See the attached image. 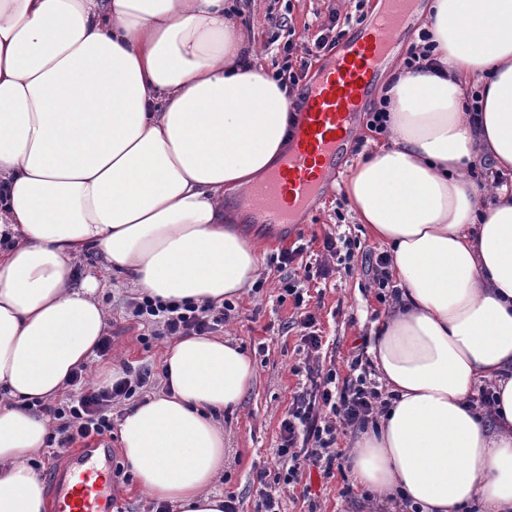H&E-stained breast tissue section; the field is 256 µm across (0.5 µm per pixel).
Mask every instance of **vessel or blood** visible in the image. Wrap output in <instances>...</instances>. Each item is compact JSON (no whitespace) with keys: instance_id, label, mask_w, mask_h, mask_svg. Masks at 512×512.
<instances>
[{"instance_id":"1","label":"vessel or blood","mask_w":512,"mask_h":512,"mask_svg":"<svg viewBox=\"0 0 512 512\" xmlns=\"http://www.w3.org/2000/svg\"><path fill=\"white\" fill-rule=\"evenodd\" d=\"M382 10L360 24L354 37L342 40L322 60L305 86V100L292 135L291 147L279 167L257 185L265 224L294 223L307 210L336 167L351 137L394 36L410 17L412 0H383ZM108 440H89L67 484L53 493V512H118L112 482L93 456Z\"/></svg>"}]
</instances>
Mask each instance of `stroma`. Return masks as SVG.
Masks as SVG:
<instances>
[{
    "mask_svg": "<svg viewBox=\"0 0 512 512\" xmlns=\"http://www.w3.org/2000/svg\"><path fill=\"white\" fill-rule=\"evenodd\" d=\"M237 21L243 22L247 34L257 45H264L269 37L268 14L285 16L296 37L313 42L321 22L330 11H337L343 19L344 34H354L355 25L349 20L355 10L370 13V5L356 7L353 0H229ZM357 132L347 151L348 161L338 177L330 179L322 194L302 215L295 228H272L267 225L251 227L243 223V231L254 230L262 239L259 259L262 267V288H247L233 304L235 309L225 322L220 334L240 345L253 360L256 381L235 412L225 413L224 472L215 483L216 491L235 493L242 512H251L259 470H276V450L281 443L280 421L305 375L295 373L299 363L301 343L300 316L302 310L293 298H282V283L289 276L271 264L270 259L290 248L298 240L311 244V254L323 250V238L329 233H343L357 242L353 250L352 274L335 273L327 278L305 280L298 278L308 305L314 311L327 343L320 355L322 366H335L339 377H347L348 365L357 355L363 336L369 335L376 315L387 307L377 299L378 290L372 280L370 259L386 252V245L374 238L364 225L358 224L345 196V184L351 170L383 143L384 138L368 129L365 120H358ZM134 287L123 277L104 274L98 297L107 317L113 322L112 351L106 358L91 357L87 372L95 374L103 367L121 375L124 367L148 371L156 389H163V359L165 341L143 346L137 337L142 325L127 319L123 302L133 295ZM349 475L334 473L327 477L312 473L310 498L298 491L282 489L283 512H360L359 490L351 489Z\"/></svg>",
    "mask_w": 512,
    "mask_h": 512,
    "instance_id": "1",
    "label": "stroma"
}]
</instances>
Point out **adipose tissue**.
<instances>
[{"instance_id": "adipose-tissue-1", "label": "adipose tissue", "mask_w": 512, "mask_h": 512, "mask_svg": "<svg viewBox=\"0 0 512 512\" xmlns=\"http://www.w3.org/2000/svg\"><path fill=\"white\" fill-rule=\"evenodd\" d=\"M226 0H0V512H47L30 462L106 327L99 253L146 295L224 301L261 274L224 198L288 149L290 102ZM443 74L388 63L384 144L350 174L358 223L390 248L396 288L367 353L391 396L351 441L368 512H512V0H420ZM480 101L470 104V88ZM169 392L124 414L138 483L181 512H224L215 416L252 389L235 343L174 340ZM494 384L492 416L471 402Z\"/></svg>"}]
</instances>
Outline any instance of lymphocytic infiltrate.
I'll use <instances>...</instances> for the list:
<instances>
[{"instance_id":"1","label":"lymphocytic infiltrate","mask_w":512,"mask_h":512,"mask_svg":"<svg viewBox=\"0 0 512 512\" xmlns=\"http://www.w3.org/2000/svg\"><path fill=\"white\" fill-rule=\"evenodd\" d=\"M337 14H329L322 23L320 34L313 46H302L294 40H286L278 52L282 63L273 77L291 92L292 107L301 110L304 95L299 88L313 58L318 53L332 50L340 35ZM300 54L299 63H292L293 54ZM133 318L147 325L146 333L138 340L143 345L164 338L210 335L223 328L231 311V304L217 307L204 302L162 301L150 296L134 297L127 304ZM304 334L302 352L308 386L297 392L280 424L281 444L278 448L281 467L275 475L258 471L253 497L252 512H281V501L273 488L282 484L298 485L307 466H315L323 474L342 468L346 459L337 450L338 429L356 432L372 422L382 404L383 393L371 378L369 363L353 358L351 376L338 379L335 369L313 366L312 360L322 347V338L316 330L314 314H306L301 322ZM70 386L77 393L48 410L56 422L53 434L48 438L51 448L62 450L88 439L111 435L114 425L112 406L132 400L150 387V376L124 369L111 386L98 387L88 382L82 373H73Z\"/></svg>"}]
</instances>
